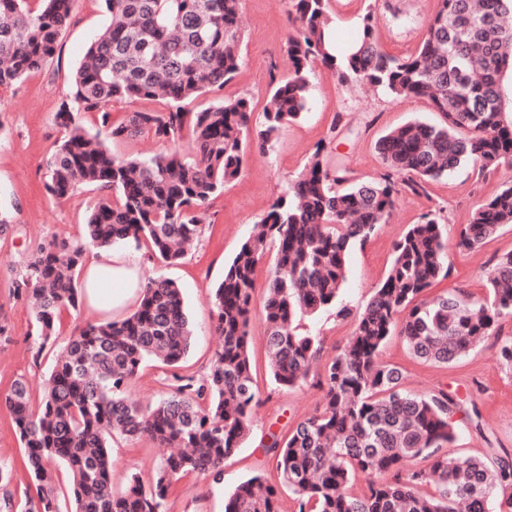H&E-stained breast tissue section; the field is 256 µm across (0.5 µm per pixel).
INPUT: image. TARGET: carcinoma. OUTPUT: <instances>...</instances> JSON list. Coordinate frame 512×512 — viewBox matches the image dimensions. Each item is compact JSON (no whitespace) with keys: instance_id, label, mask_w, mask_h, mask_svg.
Returning a JSON list of instances; mask_svg holds the SVG:
<instances>
[{"instance_id":"obj_1","label":"carcinoma","mask_w":512,"mask_h":512,"mask_svg":"<svg viewBox=\"0 0 512 512\" xmlns=\"http://www.w3.org/2000/svg\"><path fill=\"white\" fill-rule=\"evenodd\" d=\"M109 22L88 47L71 78L55 123L64 130L45 162V188L68 199L83 186L102 196L88 211L85 235H53L31 247L14 288L33 301L37 353L56 340L62 313L82 305L78 274L89 248L110 250L147 242L161 262L185 257L178 245L199 238L205 207L237 179L248 148L265 150L284 127L304 117L310 71L320 63L344 82L386 89L394 100L427 99L442 122H409L381 136L385 166L373 181H357L319 143L290 189L259 220L214 288V331L222 345L207 374L177 368L188 355L193 328L181 288L149 278L138 304L118 320L88 321L56 354L38 406L28 384L15 381L0 405L24 448L22 463L36 487L25 512H60L53 465L72 477L67 512H164L183 476L221 478L224 459L250 433L253 386L249 323L255 273L276 248L261 322L274 383L305 382L320 354L318 337L297 319L330 307L355 315L346 345L316 370L321 410L295 424L288 437L270 434L266 452L281 487L254 475L224 500V512H512V456L464 457L453 466L443 449L455 441L458 402L446 392L403 388L401 369L380 360L391 336L417 359L448 365L469 353L499 322L512 318V254L487 274L489 295L430 296L450 275L447 225L431 211L394 245L392 264L364 309L340 301L347 257L386 222L396 199L428 195L431 182L471 163L479 177L512 168V119L502 112V76L512 68V0H440L421 46L406 56L387 53L374 36L376 11L359 17L352 52L339 59L330 33L329 0H281L288 21L285 52L291 72L272 81L263 120L248 139L250 101L224 99L201 112L184 102L224 88L243 57L242 0H105ZM75 0H0V86L49 66L60 51ZM155 100L161 107L112 121L114 103ZM100 113L112 142L141 134L174 145L170 154L119 159L77 120ZM187 151L180 154L183 135ZM512 225V183L478 204L457 246L481 247ZM172 370L168 394L149 406L127 389L147 361ZM147 437L176 449L145 481L131 475L112 488V439ZM419 459L427 461L418 467ZM390 479L383 475L390 471ZM365 489L350 492L357 476ZM433 487L423 496L419 487Z\"/></svg>"}]
</instances>
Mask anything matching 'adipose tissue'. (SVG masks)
Here are the masks:
<instances>
[{
    "mask_svg": "<svg viewBox=\"0 0 512 512\" xmlns=\"http://www.w3.org/2000/svg\"><path fill=\"white\" fill-rule=\"evenodd\" d=\"M139 284L137 269L124 254L109 250L96 252L85 260L81 288L86 304L101 312L112 307Z\"/></svg>",
    "mask_w": 512,
    "mask_h": 512,
    "instance_id": "1",
    "label": "adipose tissue"
}]
</instances>
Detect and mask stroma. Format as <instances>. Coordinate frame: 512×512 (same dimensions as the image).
Returning <instances> with one entry per match:
<instances>
[{"mask_svg":"<svg viewBox=\"0 0 512 512\" xmlns=\"http://www.w3.org/2000/svg\"><path fill=\"white\" fill-rule=\"evenodd\" d=\"M375 5L378 42L388 53L405 56L419 46L439 0H378ZM107 23L101 0H77L59 56L45 70L0 89V210L11 217L8 230L0 235V325L6 329L0 340V398L22 377L29 383L32 403H39L57 353L56 347L49 346L42 355H35L31 310L15 296L12 272L25 263L35 241L54 234L79 236L89 208L99 198L98 191L90 187L80 188L68 199L49 195L44 188V165L61 136L54 114L70 91L71 75ZM241 25L243 64L235 79L222 91L187 101V110L197 112L224 98L244 96L254 112H261L272 78L288 75L291 64L284 50L288 23L279 0H242ZM311 82L305 118L283 129L271 148L248 152L242 175L207 206L202 235L180 263L163 264L145 247L134 252L139 276L170 279L182 290L194 340L180 374L196 378L206 374L221 345L213 332L212 290L223 279L224 268L241 243L300 172L317 143H325L357 179L371 181L384 171L375 148L379 137L412 120L435 123L441 119L427 100L395 101L381 88L342 83L337 73L319 64L313 67ZM509 180L512 169L480 180L472 166L464 164L432 183L428 195L402 194L386 223L350 252L342 302L357 310L363 308L392 261L395 242L423 214L435 209L441 210L447 223L451 265L450 277L435 286V293L463 290L474 298H485L489 269L498 257L512 253V226L473 251L459 250L457 236L474 208ZM260 316V310H253L249 326L259 399L251 432L238 452L225 459L220 480L197 474L181 478L166 503V512H224L225 495L243 480L259 474L278 482L275 463L265 450L270 433L287 434L322 406L323 392L316 377L289 391L276 387L269 372ZM303 325L318 336L320 357L325 360L347 341L353 321L337 317L330 309L305 318ZM511 339L512 319L506 318L499 324L497 337L449 366L412 360L398 336L383 347V361L405 368L404 389L413 393L444 389L459 400L457 437L447 450L449 457H482L492 448L512 452V365L498 354L499 341ZM168 376V367L147 363L128 394L145 405L159 400L168 391ZM22 451L6 412L0 411V468L11 473L7 489L15 512H22L25 493L32 484L20 466ZM163 454V449L147 438L134 442L114 439L113 487L123 489L134 474L149 478Z\"/></svg>","mask_w":512,"mask_h":512,"instance_id":"stroma-1","label":"stroma"}]
</instances>
